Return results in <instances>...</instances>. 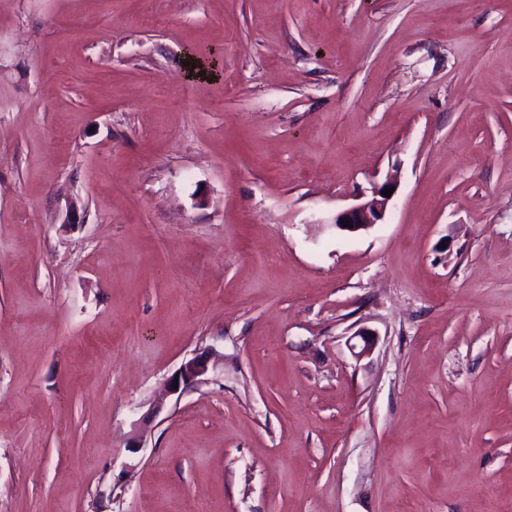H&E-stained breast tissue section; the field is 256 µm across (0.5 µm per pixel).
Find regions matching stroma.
<instances>
[{"label":"stroma","mask_w":512,"mask_h":512,"mask_svg":"<svg viewBox=\"0 0 512 512\" xmlns=\"http://www.w3.org/2000/svg\"><path fill=\"white\" fill-rule=\"evenodd\" d=\"M0 512H512V0H0ZM395 186L396 182L388 179L381 188L372 193L370 198L337 213L333 218V224L336 228L349 233L365 231L375 224H379L384 219L388 202L392 197V195L391 197L383 196V191L385 188H395ZM346 219L350 220V225H353V228L342 226L340 220ZM209 359L205 355L194 357L185 363L168 381L170 392H177L181 385H188L196 381L200 376L204 375L209 367ZM175 379H178V388H173Z\"/></svg>","instance_id":"obj_1"}]
</instances>
